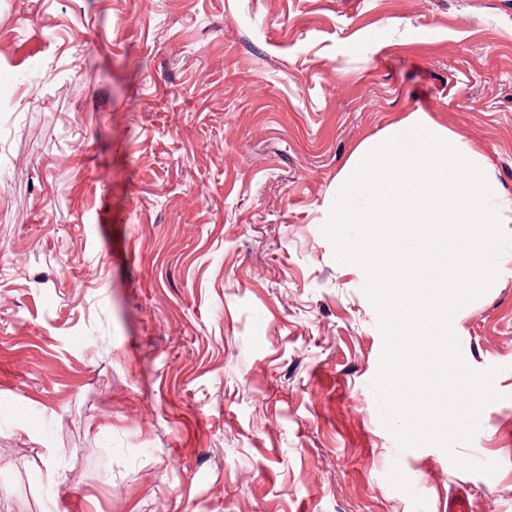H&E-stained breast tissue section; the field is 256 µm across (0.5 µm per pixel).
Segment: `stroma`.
Listing matches in <instances>:
<instances>
[{
	"mask_svg": "<svg viewBox=\"0 0 512 512\" xmlns=\"http://www.w3.org/2000/svg\"><path fill=\"white\" fill-rule=\"evenodd\" d=\"M4 96L0 512H512V256L453 319L498 401L403 451L322 231L413 112L512 198V0H0Z\"/></svg>",
	"mask_w": 512,
	"mask_h": 512,
	"instance_id": "stroma-1",
	"label": "stroma"
}]
</instances>
